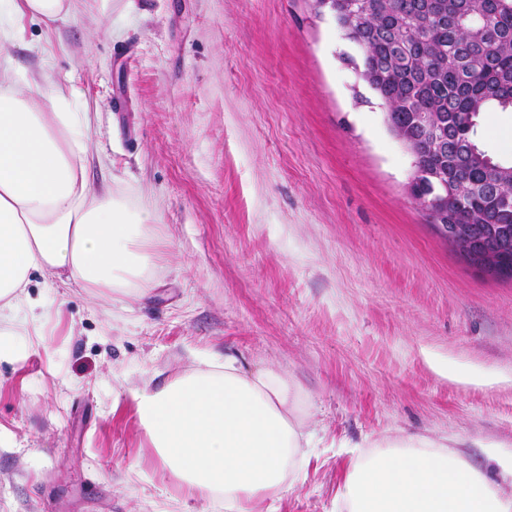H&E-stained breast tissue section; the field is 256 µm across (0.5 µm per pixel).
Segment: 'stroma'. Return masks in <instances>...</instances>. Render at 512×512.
Wrapping results in <instances>:
<instances>
[{
	"mask_svg": "<svg viewBox=\"0 0 512 512\" xmlns=\"http://www.w3.org/2000/svg\"><path fill=\"white\" fill-rule=\"evenodd\" d=\"M355 52L312 0H74L0 41L22 80L80 91L89 179L170 244L147 298L33 278L51 318L0 363V512H224L187 497L132 393L226 354L286 376L312 437L254 512H333L351 443L455 435L485 470L483 443L512 452V279L430 224ZM478 136L511 159L512 112Z\"/></svg>",
	"mask_w": 512,
	"mask_h": 512,
	"instance_id": "35a3bbf8",
	"label": "stroma"
}]
</instances>
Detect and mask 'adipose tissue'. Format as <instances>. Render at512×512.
Here are the masks:
<instances>
[{
    "label": "adipose tissue",
    "instance_id": "obj_1",
    "mask_svg": "<svg viewBox=\"0 0 512 512\" xmlns=\"http://www.w3.org/2000/svg\"><path fill=\"white\" fill-rule=\"evenodd\" d=\"M73 0H0V40L19 22L63 20ZM79 91H55L52 76L19 89L0 69V361L40 343L49 317L28 288L33 273L90 293L145 297L161 260L153 212L132 207L87 173L90 115ZM144 436L191 495L216 497L224 512H253L300 479L310 435L297 389L279 372L211 359L135 393ZM498 468L474 467L447 439L409 436L356 446L336 493V512H512V456L488 444Z\"/></svg>",
    "mask_w": 512,
    "mask_h": 512
}]
</instances>
